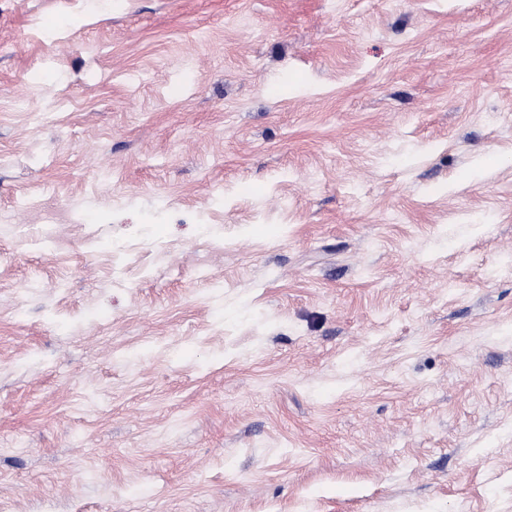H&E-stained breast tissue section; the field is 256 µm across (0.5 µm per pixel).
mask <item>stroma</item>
<instances>
[{
  "label": "stroma",
  "mask_w": 512,
  "mask_h": 512,
  "mask_svg": "<svg viewBox=\"0 0 512 512\" xmlns=\"http://www.w3.org/2000/svg\"><path fill=\"white\" fill-rule=\"evenodd\" d=\"M93 2L0 0V512H512V0Z\"/></svg>",
  "instance_id": "stroma-1"
}]
</instances>
